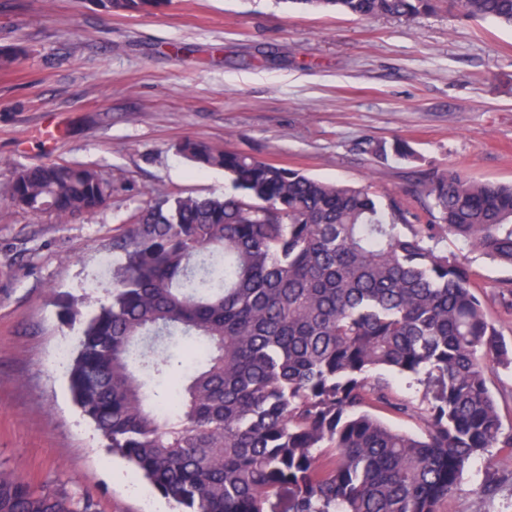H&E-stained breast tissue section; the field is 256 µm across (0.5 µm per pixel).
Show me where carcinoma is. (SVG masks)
Instances as JSON below:
<instances>
[{"instance_id": "carcinoma-1", "label": "carcinoma", "mask_w": 512, "mask_h": 512, "mask_svg": "<svg viewBox=\"0 0 512 512\" xmlns=\"http://www.w3.org/2000/svg\"><path fill=\"white\" fill-rule=\"evenodd\" d=\"M446 0H296L359 19L411 18ZM120 14L163 0H99ZM512 26V0H454ZM177 152L224 170L231 190L159 192L112 237V289L83 315L69 360L74 400L106 447L183 512H440L481 453L503 448L486 378L512 351L455 236L512 267V184L432 170L393 197L185 138ZM415 157L404 141L374 147ZM114 184L93 166L49 162L12 175L8 200L60 222L91 214ZM189 362L161 392L174 356ZM423 386L396 397L390 376ZM416 417L421 432L381 414ZM0 512H101L92 495L35 486L0 468Z\"/></svg>"}]
</instances>
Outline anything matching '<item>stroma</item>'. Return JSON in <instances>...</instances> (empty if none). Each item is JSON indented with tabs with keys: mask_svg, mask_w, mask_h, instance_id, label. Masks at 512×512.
Returning a JSON list of instances; mask_svg holds the SVG:
<instances>
[{
	"mask_svg": "<svg viewBox=\"0 0 512 512\" xmlns=\"http://www.w3.org/2000/svg\"><path fill=\"white\" fill-rule=\"evenodd\" d=\"M0 465L36 484L97 498L103 512H173L75 405L58 345L79 325L59 296L106 300L112 237L157 192L205 197L223 171L177 154L205 140L331 182L401 194L420 171L453 168L512 183V29L448 7L360 20L292 0H167L140 13L98 0H0ZM69 135L43 151L32 133ZM403 140L415 159L383 157ZM93 165L117 181L104 207L58 223L12 207L13 172L42 162ZM507 346L512 268L447 238ZM497 483L485 488L486 475ZM443 512H512V454L498 448L464 473Z\"/></svg>",
	"mask_w": 512,
	"mask_h": 512,
	"instance_id": "1",
	"label": "stroma"
}]
</instances>
